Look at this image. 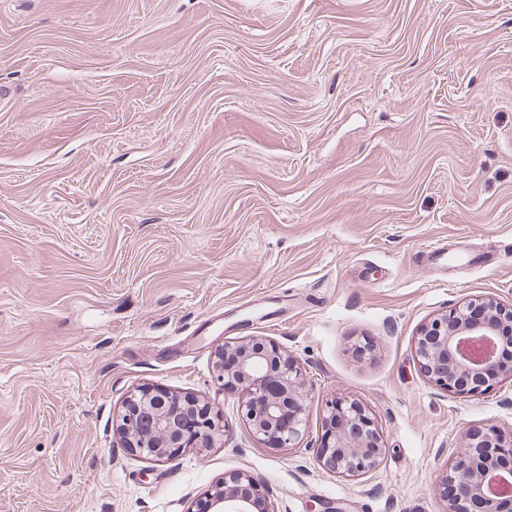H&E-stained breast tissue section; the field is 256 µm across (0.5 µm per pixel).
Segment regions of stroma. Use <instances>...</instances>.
<instances>
[{"label": "stroma", "instance_id": "obj_1", "mask_svg": "<svg viewBox=\"0 0 512 512\" xmlns=\"http://www.w3.org/2000/svg\"><path fill=\"white\" fill-rule=\"evenodd\" d=\"M484 295L512 302V0H0V512H197L239 471L272 512H448L512 381L439 389L415 341ZM239 336L299 363L295 447L217 382ZM142 386L223 440L134 454ZM334 398L378 425L368 476L317 459Z\"/></svg>", "mask_w": 512, "mask_h": 512}]
</instances>
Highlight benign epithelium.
<instances>
[{"mask_svg": "<svg viewBox=\"0 0 512 512\" xmlns=\"http://www.w3.org/2000/svg\"><path fill=\"white\" fill-rule=\"evenodd\" d=\"M512 335V305L492 296L471 299L425 324L415 353L424 375L435 385L459 394L485 393L503 377L512 378V361L492 352L474 360L468 350L486 339L504 345ZM214 369L226 390L244 396L241 413L250 434L271 448H292L306 429V391L298 363L278 344L259 336L226 341L217 349ZM329 427L319 449L327 470L345 477L371 474L379 466L381 435L365 406L335 400L328 406ZM125 444L144 459H172L195 445H211L223 426L208 407L147 387L126 398L121 418ZM512 477V438L495 430L465 433L446 472L454 486L448 512H512V491H495L498 477ZM247 485L263 493L252 476L239 472L224 478L212 494L213 512H251L252 499L236 492Z\"/></svg>", "mask_w": 512, "mask_h": 512, "instance_id": "benign-epithelium-1", "label": "benign epithelium"}]
</instances>
